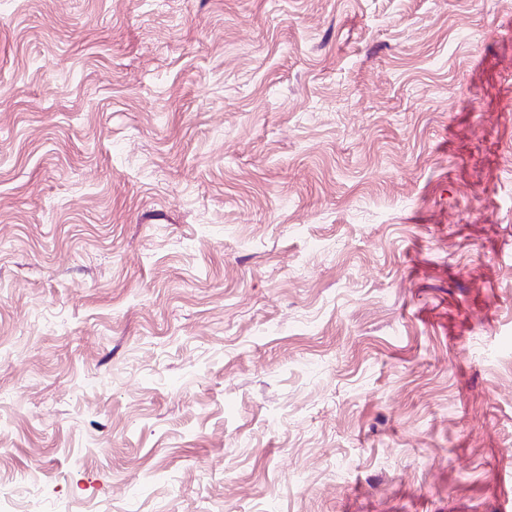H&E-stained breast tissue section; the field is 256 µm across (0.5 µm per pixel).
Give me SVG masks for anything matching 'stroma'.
Segmentation results:
<instances>
[{"mask_svg":"<svg viewBox=\"0 0 512 512\" xmlns=\"http://www.w3.org/2000/svg\"><path fill=\"white\" fill-rule=\"evenodd\" d=\"M0 512H512V0H0Z\"/></svg>","mask_w":512,"mask_h":512,"instance_id":"35a3bbf8","label":"stroma"}]
</instances>
